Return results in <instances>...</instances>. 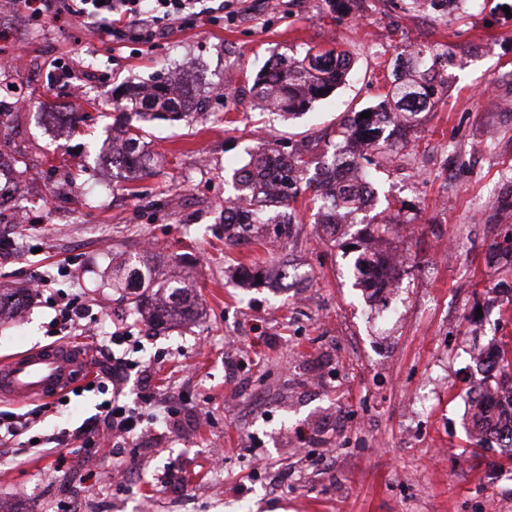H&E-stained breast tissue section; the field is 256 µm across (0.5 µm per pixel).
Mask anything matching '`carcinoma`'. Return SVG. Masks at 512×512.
<instances>
[{"mask_svg":"<svg viewBox=\"0 0 512 512\" xmlns=\"http://www.w3.org/2000/svg\"><path fill=\"white\" fill-rule=\"evenodd\" d=\"M447 59L444 53L429 51L409 56L402 69L392 74L386 99L371 112V117L363 118L357 111L340 122L342 141L347 144L363 132L379 138L375 118L388 112L395 114L402 124L416 121L420 113L433 105L438 83L442 81L436 65ZM349 67L348 53L335 49L310 47L300 59L280 54L257 74L252 91L255 97L269 102L281 113L295 115L318 98L319 91L334 88ZM182 99L183 94L169 80L136 94L114 97L112 109L135 117L140 125H125L112 136V164L134 176L146 174L150 156L143 140L144 124L160 118L180 119L186 115L180 106ZM344 153V147L339 145L331 154L315 159L305 148L285 154L274 141L264 144L233 172L236 195L224 207V224H279L282 226L279 239L284 242L288 240L289 225L295 223V208L290 203L311 188L314 189L311 200L319 212L329 206L347 213L358 211L363 195L357 183L341 182L327 190L306 178L311 166L334 165ZM387 160L381 143L376 144L372 153L352 155V162L363 171L367 181ZM142 278L148 282L146 289L129 299L136 312L147 314L152 322L193 315L184 282L178 279L156 282L147 259L128 270L126 287H132L134 281ZM494 357L497 369L485 381L495 388L512 389V349L497 347Z\"/></svg>","mask_w":512,"mask_h":512,"instance_id":"cac0c4a2","label":"carcinoma"}]
</instances>
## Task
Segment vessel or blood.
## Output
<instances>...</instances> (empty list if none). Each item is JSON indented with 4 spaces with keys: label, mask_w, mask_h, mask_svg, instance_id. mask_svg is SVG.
I'll return each instance as SVG.
<instances>
[{
    "label": "vessel or blood",
    "mask_w": 512,
    "mask_h": 512,
    "mask_svg": "<svg viewBox=\"0 0 512 512\" xmlns=\"http://www.w3.org/2000/svg\"><path fill=\"white\" fill-rule=\"evenodd\" d=\"M91 374L89 358L71 344L36 347L0 365V400L49 398Z\"/></svg>",
    "instance_id": "1"
}]
</instances>
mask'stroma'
Masks as SVG:
<instances>
[{"label": "stroma", "instance_id": "obj_1", "mask_svg": "<svg viewBox=\"0 0 512 512\" xmlns=\"http://www.w3.org/2000/svg\"><path fill=\"white\" fill-rule=\"evenodd\" d=\"M212 22L174 25L148 44L119 42L70 22H28L20 0H0V159L21 160L23 206L34 225L0 215V289L52 281L32 293L22 319L0 320V361L52 344L58 294L93 301L98 318L71 342L94 347L126 327L143 374L125 394L153 395L136 452L78 458L56 473L45 453L0 452V503L9 512H56L87 469L102 477L91 512H512V461L490 442L468 444L462 405L467 354L489 339L512 342V0H205ZM337 47L346 77L305 113L258 106L255 75L277 54ZM436 46L451 59L434 106L408 131V147L375 178L371 204L334 236L304 209L287 242H224L229 175L259 144L282 151L337 142L353 109H375L383 73L400 56ZM188 77L204 114L146 126L160 161L128 181L112 164V92ZM80 100H73L74 88ZM76 111L57 132L46 112ZM85 186L77 196L76 186ZM402 203L390 223L391 203ZM447 237L455 253L434 260ZM407 252L393 294L355 268L364 254ZM149 254L153 275L185 277L196 314L147 330L112 289V272ZM265 269L262 282L246 277ZM300 280L287 285L282 268ZM399 313L385 318L389 305ZM101 394L42 414L49 434L79 425ZM182 409L179 425L165 411ZM124 469L123 485L107 484ZM184 480L171 491L167 474Z\"/></svg>", "mask_w": 512, "mask_h": 512}]
</instances>
